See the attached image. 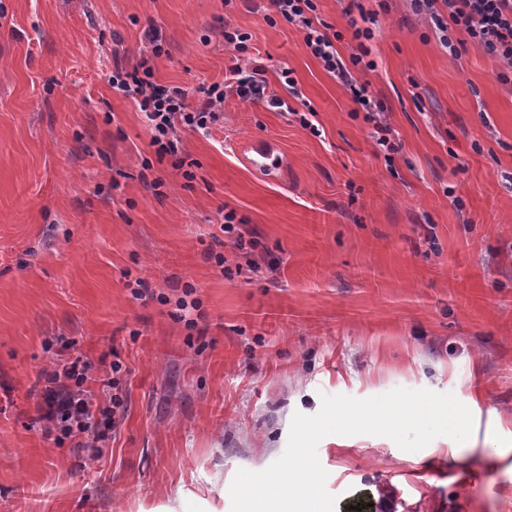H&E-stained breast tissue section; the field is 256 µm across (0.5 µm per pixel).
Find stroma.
Instances as JSON below:
<instances>
[{
  "instance_id": "35a3bbf8",
  "label": "stroma",
  "mask_w": 512,
  "mask_h": 512,
  "mask_svg": "<svg viewBox=\"0 0 512 512\" xmlns=\"http://www.w3.org/2000/svg\"><path fill=\"white\" fill-rule=\"evenodd\" d=\"M317 5L343 32L377 18L376 67L355 77L389 108L393 162L260 0H0V512H231L236 473L283 454L294 414L396 388L480 391L462 457L444 436L416 452L326 436L336 512H512V454L497 456L512 451V88L477 43L450 57L402 0ZM228 19L270 92L293 70L320 133L227 97L211 134L182 135L189 182L108 80L150 29L157 83L223 80ZM249 141L274 142L282 168H255ZM228 209L256 250L220 248ZM188 283L193 331L174 317ZM78 355L124 366L95 455L34 423L40 373Z\"/></svg>"
}]
</instances>
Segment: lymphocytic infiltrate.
Listing matches in <instances>:
<instances>
[{"instance_id": "obj_1", "label": "lymphocytic infiltrate", "mask_w": 512, "mask_h": 512, "mask_svg": "<svg viewBox=\"0 0 512 512\" xmlns=\"http://www.w3.org/2000/svg\"><path fill=\"white\" fill-rule=\"evenodd\" d=\"M406 2L414 14L430 21L440 44L450 56L459 53L453 32L462 30L498 62V82L512 85V0ZM278 17L302 30L304 44L312 56L361 106L366 121L372 124L371 136L384 155L397 153L400 145L390 125L380 119L385 110L383 102L352 74L353 68L372 69L376 66L370 58L373 30L355 27L351 35L354 44L349 56L345 57L337 47L344 38L343 33L333 30L319 17L316 0H267L265 20L271 23ZM146 45L147 53L137 68L130 70L121 62H114L109 82L113 89L133 99L145 115L151 133L150 144L157 158H172L174 168L181 170L187 180L192 179L193 174L185 168L181 134L185 131L206 133L218 125L223 119L227 95L263 102L284 113L290 110L288 98L302 96L292 70L287 67L280 73L285 96L270 93L266 67L252 59L246 65L232 67L229 78L224 81L200 86L194 93L181 86L161 85L154 80L150 59L163 53V45L152 33L147 34ZM42 379L44 387L38 411L45 436H53L57 431L73 438L92 433L98 407L93 402L89 386L102 380L99 369L77 358L67 365L43 372Z\"/></svg>"}]
</instances>
